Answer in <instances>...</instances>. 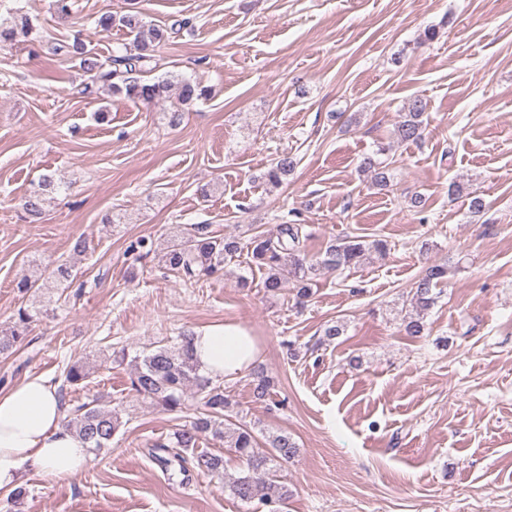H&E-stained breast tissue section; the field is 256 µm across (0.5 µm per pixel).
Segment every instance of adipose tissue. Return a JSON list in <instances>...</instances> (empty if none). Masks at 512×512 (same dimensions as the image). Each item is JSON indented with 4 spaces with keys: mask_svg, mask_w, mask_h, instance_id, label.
I'll list each match as a JSON object with an SVG mask.
<instances>
[{
    "mask_svg": "<svg viewBox=\"0 0 512 512\" xmlns=\"http://www.w3.org/2000/svg\"><path fill=\"white\" fill-rule=\"evenodd\" d=\"M192 346L204 375L227 380L248 370L261 353L254 336L235 321L196 328ZM63 414L55 386L43 377L0 389V490L16 488L26 469L66 477L86 467L87 445L64 426Z\"/></svg>",
    "mask_w": 512,
    "mask_h": 512,
    "instance_id": "1",
    "label": "adipose tissue"
}]
</instances>
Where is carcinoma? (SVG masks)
I'll return each instance as SVG.
<instances>
[{
	"instance_id": "cac0c4a2",
	"label": "carcinoma",
	"mask_w": 512,
	"mask_h": 512,
	"mask_svg": "<svg viewBox=\"0 0 512 512\" xmlns=\"http://www.w3.org/2000/svg\"><path fill=\"white\" fill-rule=\"evenodd\" d=\"M95 23L104 30L115 25L125 29L132 37L129 47L120 54L101 59L88 53L76 36L53 48L56 55L80 58L91 84L122 95L132 102H166L174 91L180 105L185 106L206 96L207 90L190 80L158 78L143 81L134 76V73L143 72L156 62L154 47L168 38V29L145 22L141 12L133 9L119 15L104 13L95 19ZM33 30L32 19L26 13L0 17V45L25 42ZM426 108V102L419 97L407 102L394 130L398 140L422 139L426 129ZM293 168L292 157L285 155L279 158L265 175L267 184L273 188L280 186L282 178ZM360 169L371 174L379 186L389 182L386 167L374 156L364 157ZM53 190L54 178L44 176L39 188L26 197L24 208L27 214L36 219L41 218L45 212L47 196ZM300 242L301 226L298 224L281 225L275 240L262 235L251 238L249 245L252 257L267 271L264 282L267 292L275 294L293 281L297 285V296L307 298L319 269H349L361 264L367 255L373 252L382 254L387 249V244L380 240L367 244L359 240L337 242L326 248L320 262L313 264L301 256ZM241 250L239 241L212 236L207 225L195 224L176 231L174 242L164 255V262L169 270L182 279L194 281L211 276L224 265L227 257ZM447 273L446 265L436 264L427 268L417 281L411 298V310L403 319L407 335H424L427 314L439 298L437 287ZM40 312L41 308L34 302L18 308L9 334L0 338V353L9 351L15 343L26 338L30 324ZM192 336V331L185 330L177 336L176 343L145 348L131 358L125 351H120V361L130 359L129 382L132 390L167 411L174 412L190 403L201 410V417L175 433V442L154 446L151 456L170 476L185 475L191 470L221 476L224 474V455L197 450L199 434L208 431L214 438L224 442V448L239 461L237 476L224 483V490L242 503L257 501L267 512H284L290 491L278 479L277 472L297 456L299 448L296 442L283 431L260 438L252 429L232 421L223 383L199 371L191 349ZM88 376L89 372L83 364H71L64 369V381L72 387L84 382ZM252 386L256 399L264 401L270 395V380L263 370L253 372ZM67 425L90 448L99 451L112 443L121 421L118 413L94 399L78 406L75 417Z\"/></svg>"
}]
</instances>
